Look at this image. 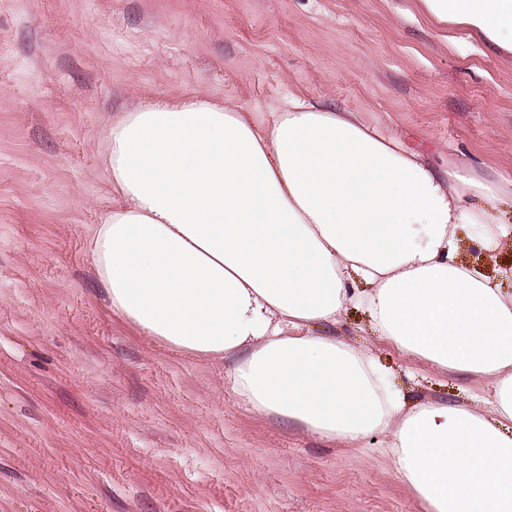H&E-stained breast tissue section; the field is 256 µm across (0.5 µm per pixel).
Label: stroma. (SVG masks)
<instances>
[{"label": "stroma", "mask_w": 512, "mask_h": 512, "mask_svg": "<svg viewBox=\"0 0 512 512\" xmlns=\"http://www.w3.org/2000/svg\"><path fill=\"white\" fill-rule=\"evenodd\" d=\"M416 0H0V512H424L380 454L253 413L229 362L113 316L88 250L112 206L118 112L200 89L268 112L288 95L431 140L438 170L512 179V57ZM414 400L478 382L405 355L349 310Z\"/></svg>", "instance_id": "obj_1"}]
</instances>
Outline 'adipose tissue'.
<instances>
[{"instance_id":"adipose-tissue-1","label":"adipose tissue","mask_w":512,"mask_h":512,"mask_svg":"<svg viewBox=\"0 0 512 512\" xmlns=\"http://www.w3.org/2000/svg\"><path fill=\"white\" fill-rule=\"evenodd\" d=\"M441 27L512 57V0H418ZM430 143L291 95L272 112L201 91L113 118L114 203L89 243L113 314L232 365L251 411L349 448L374 435L425 512H512V293L459 257L512 251L493 176L441 173ZM441 371L468 404L408 401L368 350L333 337L349 307Z\"/></svg>"}]
</instances>
